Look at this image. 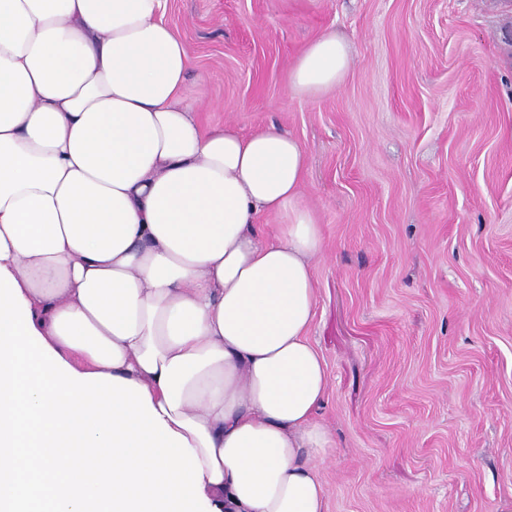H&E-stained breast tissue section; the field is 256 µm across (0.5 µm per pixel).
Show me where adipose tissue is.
Returning <instances> with one entry per match:
<instances>
[{
    "mask_svg": "<svg viewBox=\"0 0 512 512\" xmlns=\"http://www.w3.org/2000/svg\"><path fill=\"white\" fill-rule=\"evenodd\" d=\"M165 4L0 0V267L71 368L147 388L218 512H327L306 152L200 126ZM349 63L322 33L289 87L332 92Z\"/></svg>",
    "mask_w": 512,
    "mask_h": 512,
    "instance_id": "obj_1",
    "label": "adipose tissue"
}]
</instances>
